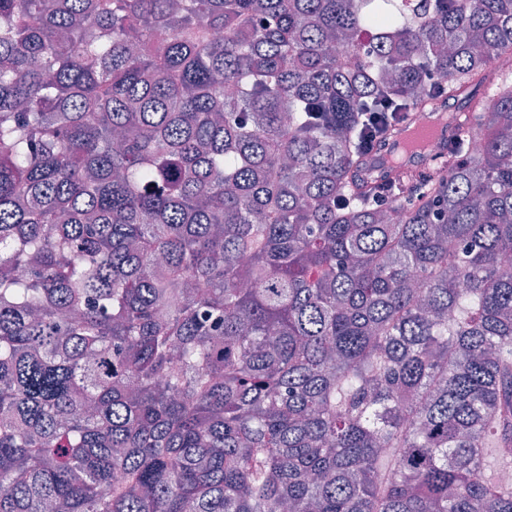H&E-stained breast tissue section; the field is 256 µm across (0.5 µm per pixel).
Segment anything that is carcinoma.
I'll return each mask as SVG.
<instances>
[{
	"label": "carcinoma",
	"mask_w": 512,
	"mask_h": 512,
	"mask_svg": "<svg viewBox=\"0 0 512 512\" xmlns=\"http://www.w3.org/2000/svg\"><path fill=\"white\" fill-rule=\"evenodd\" d=\"M505 51L512 0H0V512H512ZM456 97L478 153L373 173ZM429 118L430 117H425V119H422L415 123H407L404 126H402L399 129L398 133L389 141L390 144L385 149H383V151L381 150L382 152L379 151L371 156V158L369 159V163L379 165L377 164V161L381 157V155L389 151L390 149L392 152L398 146L399 141L403 138H411L415 142L424 139L432 131V128L430 127Z\"/></svg>",
	"instance_id": "obj_1"
}]
</instances>
